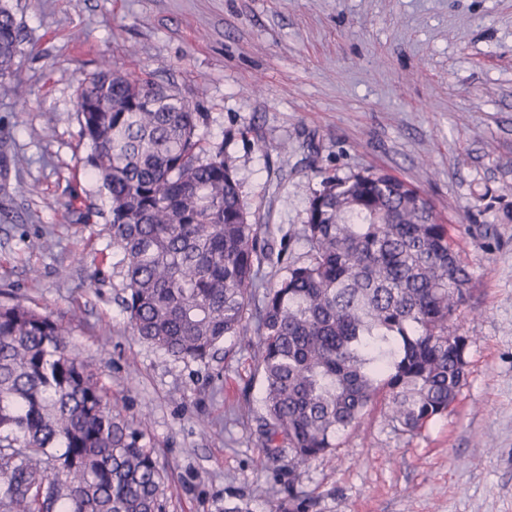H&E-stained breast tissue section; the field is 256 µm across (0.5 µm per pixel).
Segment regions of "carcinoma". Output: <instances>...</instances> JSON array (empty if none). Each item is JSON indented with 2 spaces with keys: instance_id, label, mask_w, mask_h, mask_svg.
Returning <instances> with one entry per match:
<instances>
[{
  "instance_id": "obj_1",
  "label": "carcinoma",
  "mask_w": 512,
  "mask_h": 512,
  "mask_svg": "<svg viewBox=\"0 0 512 512\" xmlns=\"http://www.w3.org/2000/svg\"><path fill=\"white\" fill-rule=\"evenodd\" d=\"M21 41L1 2L3 86ZM77 112L134 335L193 361L258 336L260 432L288 473L335 450L381 393L403 433L448 412L467 379L465 339L448 336L469 273L420 191L372 171L323 179L306 259L285 262L224 152L201 157L205 114L178 92L106 65L80 80ZM266 263L281 270L268 287ZM67 336L50 314L0 304V509L163 512L153 450ZM310 507L290 484L279 512Z\"/></svg>"
}]
</instances>
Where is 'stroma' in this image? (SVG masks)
<instances>
[{"mask_svg":"<svg viewBox=\"0 0 512 512\" xmlns=\"http://www.w3.org/2000/svg\"><path fill=\"white\" fill-rule=\"evenodd\" d=\"M24 41L0 85V302L52 314L142 429L164 512H278L257 434L256 336L181 361L134 336L75 89L103 63L204 112L273 244L323 177L386 172L430 199L470 281L452 331L467 380L447 414L394 430L376 399L293 476L311 512H512V0H8Z\"/></svg>","mask_w":512,"mask_h":512,"instance_id":"35a3bbf8","label":"stroma"}]
</instances>
